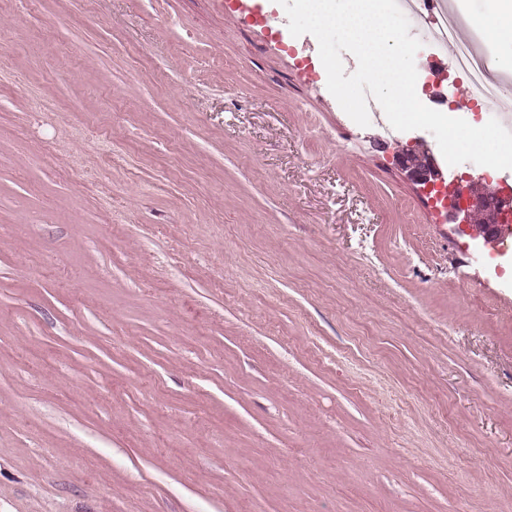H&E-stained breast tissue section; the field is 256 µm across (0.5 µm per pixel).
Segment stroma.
<instances>
[{
	"label": "stroma",
	"mask_w": 512,
	"mask_h": 512,
	"mask_svg": "<svg viewBox=\"0 0 512 512\" xmlns=\"http://www.w3.org/2000/svg\"><path fill=\"white\" fill-rule=\"evenodd\" d=\"M288 23L0 0V512H512V253ZM396 158L400 169L413 183L436 192L437 201H440L443 208H449L448 217L453 223L468 224L471 216L479 212L485 218L476 231L482 233L484 239H490L497 233L498 225L503 224L506 209L496 192L476 194L468 189L464 198L456 193L448 196L441 187H437L441 174L425 152H419L413 147L406 148Z\"/></svg>",
	"instance_id": "35a3bbf8"
}]
</instances>
